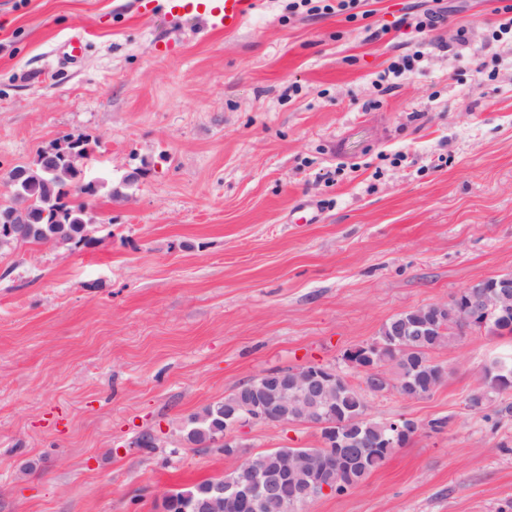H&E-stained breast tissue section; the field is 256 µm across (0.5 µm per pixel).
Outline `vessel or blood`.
<instances>
[{
	"instance_id": "1",
	"label": "vessel or blood",
	"mask_w": 512,
	"mask_h": 512,
	"mask_svg": "<svg viewBox=\"0 0 512 512\" xmlns=\"http://www.w3.org/2000/svg\"><path fill=\"white\" fill-rule=\"evenodd\" d=\"M262 0H137L136 8L146 17L161 16L170 21L202 20L215 33L240 30L256 13Z\"/></svg>"
}]
</instances>
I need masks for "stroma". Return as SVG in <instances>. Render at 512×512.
Wrapping results in <instances>:
<instances>
[{
	"label": "stroma",
	"mask_w": 512,
	"mask_h": 512,
	"mask_svg": "<svg viewBox=\"0 0 512 512\" xmlns=\"http://www.w3.org/2000/svg\"><path fill=\"white\" fill-rule=\"evenodd\" d=\"M286 4L215 34L133 0H0V173L82 134L101 185L91 245L0 251V512H163L168 490L320 447L310 423L239 429L233 456L186 432L250 379L343 367L395 314L512 272L499 0H362L352 20ZM436 4L424 38L392 30ZM460 28L467 45L442 49ZM429 357L444 370L431 395H371L368 413L447 428L301 512H512V416L467 405L512 336L466 328Z\"/></svg>",
	"instance_id": "35a3bbf8"
}]
</instances>
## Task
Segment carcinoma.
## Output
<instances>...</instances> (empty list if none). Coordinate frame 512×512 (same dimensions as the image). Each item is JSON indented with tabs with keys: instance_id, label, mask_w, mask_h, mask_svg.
Masks as SVG:
<instances>
[{
	"instance_id": "carcinoma-1",
	"label": "carcinoma",
	"mask_w": 512,
	"mask_h": 512,
	"mask_svg": "<svg viewBox=\"0 0 512 512\" xmlns=\"http://www.w3.org/2000/svg\"><path fill=\"white\" fill-rule=\"evenodd\" d=\"M43 152H38L32 166L25 168V176L20 185L25 206L16 212L12 224V233H7V225L0 223V250H10L21 244L49 243L56 246L88 243L87 230L91 216L85 202L78 196L95 195L97 189L87 192L78 186L79 172L73 161L64 157L46 162ZM426 311L421 307L405 314H396L382 327L377 342L380 348L374 354L375 364H390L396 369H405L412 375V385L406 390V396L417 399L429 394L439 385L432 372L441 367L432 363L428 353L450 342L454 337L452 329L461 327L457 320L442 323L435 336H413L401 341L396 323L402 316L414 317ZM512 389V363L494 362L483 369L482 386L479 398L483 405L491 402L492 394ZM241 402L236 393L224 397V400L208 406L203 415L194 419V426L187 432L188 442L201 448L224 438V410ZM368 405L361 388L353 384L339 383L331 393L330 408L320 410L319 418L335 424V428L346 437L345 421L351 415L361 418L362 432L359 438L363 443L350 446L352 465L350 469L336 468L329 474L330 492L343 493L358 485L370 472L379 467L393 452L391 448H372L366 441H374L387 433V423L368 417ZM337 448H278L258 454L250 459L251 468L256 474H264L279 468L283 457L289 453H300L328 459ZM238 474L233 471L224 477L207 480L189 489L169 491L167 512H182V505L188 496L205 497V493L224 485V480ZM323 495L322 486L314 485L303 497L288 498L286 501H274L261 512H299V507Z\"/></svg>"
}]
</instances>
